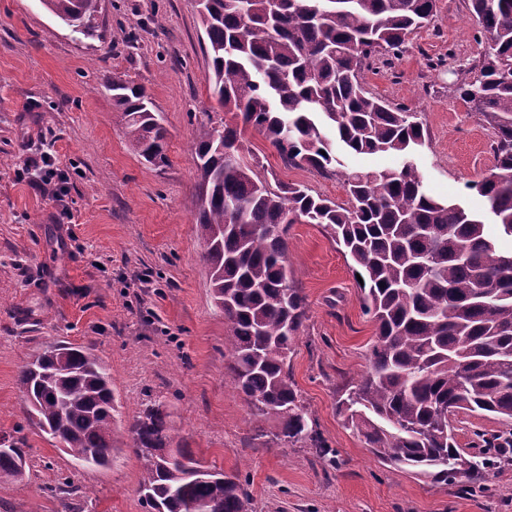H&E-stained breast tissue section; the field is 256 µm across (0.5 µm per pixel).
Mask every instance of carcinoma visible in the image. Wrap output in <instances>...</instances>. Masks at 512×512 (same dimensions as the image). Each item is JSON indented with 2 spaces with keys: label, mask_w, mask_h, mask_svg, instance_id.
Wrapping results in <instances>:
<instances>
[{
  "label": "carcinoma",
  "mask_w": 512,
  "mask_h": 512,
  "mask_svg": "<svg viewBox=\"0 0 512 512\" xmlns=\"http://www.w3.org/2000/svg\"><path fill=\"white\" fill-rule=\"evenodd\" d=\"M73 32L91 37L100 0H41ZM486 40L478 79L463 100L496 133L495 164L467 185L512 238V0H469ZM436 12V0H204L209 88L233 123L203 125L192 155L197 192L190 211L206 244L214 299L224 311L225 348L235 389L263 416L279 420L276 439L322 445L288 371L305 316L290 286L288 225L320 224L352 259L363 308L376 326L370 367L338 402L345 424L362 434L379 462L436 483L480 484L488 448H512V248L485 234L480 216L426 193L408 160L425 142L423 124L404 105L366 89L369 59L398 55L407 36ZM129 148L167 161V131L143 87L108 79ZM261 133L279 155L323 172L336 148L403 158L397 168L343 171L340 204L301 185L271 183L244 163L241 128ZM30 417L74 460L112 463V376L89 349L59 343L21 373ZM491 414L504 430L458 446L462 415ZM142 463L139 493L147 512H248L250 494L186 449L181 461L153 449L174 437L162 405L131 426ZM17 439L0 448V483L23 480Z\"/></svg>",
  "instance_id": "obj_1"
}]
</instances>
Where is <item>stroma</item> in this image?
Instances as JSON below:
<instances>
[{
    "instance_id": "stroma-1",
    "label": "stroma",
    "mask_w": 512,
    "mask_h": 512,
    "mask_svg": "<svg viewBox=\"0 0 512 512\" xmlns=\"http://www.w3.org/2000/svg\"><path fill=\"white\" fill-rule=\"evenodd\" d=\"M436 4L400 56L375 58L366 88L426 126L415 157L425 188L480 213L468 185L492 169L495 135L456 88L476 74L484 44L468 0ZM98 23L86 38L40 0H0V439H23L27 452L25 479L0 484V512H146L129 428L154 403L176 443L247 479L249 512H512V465L472 495L390 469L345 427L337 401L370 365L374 325L351 259L320 225L288 229L286 262L305 302L289 372L333 460L308 442L280 444L277 417L254 416L227 368L224 315L186 208L194 135L224 121L198 0H100ZM108 75L150 93L168 130L165 165L129 150L101 86ZM243 144L244 161L279 181L346 201L339 175L284 162L251 129ZM44 152L70 176L64 202L30 185L24 161ZM59 340L110 369L120 441L111 466L76 464L28 418L20 371ZM64 479L67 497L56 492Z\"/></svg>"
}]
</instances>
